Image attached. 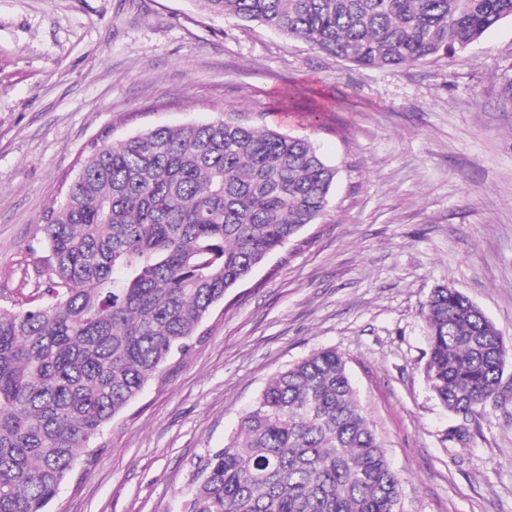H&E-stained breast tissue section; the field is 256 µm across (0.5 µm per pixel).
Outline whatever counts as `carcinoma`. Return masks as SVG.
<instances>
[{
	"label": "carcinoma",
	"mask_w": 512,
	"mask_h": 512,
	"mask_svg": "<svg viewBox=\"0 0 512 512\" xmlns=\"http://www.w3.org/2000/svg\"><path fill=\"white\" fill-rule=\"evenodd\" d=\"M200 2L371 67L452 57L512 19V0ZM335 178L309 140L223 118L92 141L38 225L42 301L0 304V512H50L214 307L323 215ZM425 316L427 382L465 442L512 348L453 288H434ZM400 495L343 357L325 349L276 376L199 462L186 512H399Z\"/></svg>",
	"instance_id": "1"
}]
</instances>
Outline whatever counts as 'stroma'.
<instances>
[{
  "instance_id": "obj_1",
  "label": "stroma",
  "mask_w": 512,
  "mask_h": 512,
  "mask_svg": "<svg viewBox=\"0 0 512 512\" xmlns=\"http://www.w3.org/2000/svg\"><path fill=\"white\" fill-rule=\"evenodd\" d=\"M230 118L310 139L338 174L305 244L220 303L66 482L55 512H182L197 465L277 374L340 353L401 480L399 512H512V402L457 420L424 377L436 286L512 347V20L474 49L360 67L198 0H0V296L37 295L34 238L95 138Z\"/></svg>"
}]
</instances>
